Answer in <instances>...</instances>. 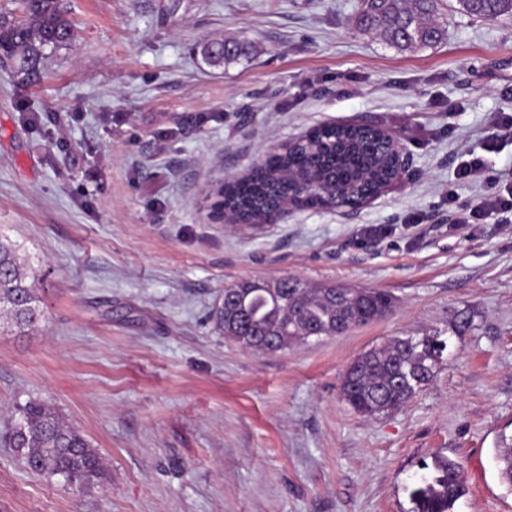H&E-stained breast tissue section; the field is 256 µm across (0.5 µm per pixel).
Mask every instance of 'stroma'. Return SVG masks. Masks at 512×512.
Returning a JSON list of instances; mask_svg holds the SVG:
<instances>
[{"label":"stroma","mask_w":512,"mask_h":512,"mask_svg":"<svg viewBox=\"0 0 512 512\" xmlns=\"http://www.w3.org/2000/svg\"><path fill=\"white\" fill-rule=\"evenodd\" d=\"M444 5L446 38L400 52L356 28L358 0H61L72 41L32 82L0 67V232L42 310L22 334L0 320V428L42 398L107 467L77 486L0 447V512H413L439 455L463 467L455 512H512L496 459L512 434V215L458 224L448 207L484 190L456 178L468 153L512 180V134L490 122L512 111V18ZM219 36L251 58L205 64ZM352 121L408 159L379 197L243 232L211 219L225 179ZM288 275L394 307L273 353L215 331L225 286ZM434 331L447 348L403 407L342 400L358 355Z\"/></svg>","instance_id":"35a3bbf8"}]
</instances>
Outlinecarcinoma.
I'll list each match as a JSON object with an SVG mask.
<instances>
[{
    "mask_svg": "<svg viewBox=\"0 0 512 512\" xmlns=\"http://www.w3.org/2000/svg\"><path fill=\"white\" fill-rule=\"evenodd\" d=\"M444 0H360L356 26L399 51L429 47L447 36L441 21ZM459 10L487 21L512 17V0H457ZM25 20L0 14V62L23 81L40 74L45 50L69 43L70 22L59 0H20ZM203 46L205 60L220 66L249 58L253 46L233 40ZM391 144L379 130L355 124L316 127L254 165L244 176L219 187L211 204L215 220L233 226L265 223L279 208L298 202L321 208L316 195L297 198L296 178L321 183L346 205L376 196L394 170ZM36 271L19 258L16 245L0 235V312L18 329L41 317ZM393 306L391 295L364 288L311 284L289 276L269 282L242 281L224 288L213 321L222 335L253 351H278L314 336H336L373 322ZM447 344L441 334L395 336L363 352L341 377L340 395L356 412L373 417L404 406L426 389ZM0 443L13 449L37 475L63 476L69 483L90 485L105 478L96 449L57 409L37 397L17 404ZM497 459L502 479L512 486V436H501ZM426 488L416 496V512H454L466 494L459 462L435 459Z\"/></svg>",
    "mask_w": 512,
    "mask_h": 512,
    "instance_id": "cac0c4a2",
    "label": "carcinoma"
}]
</instances>
